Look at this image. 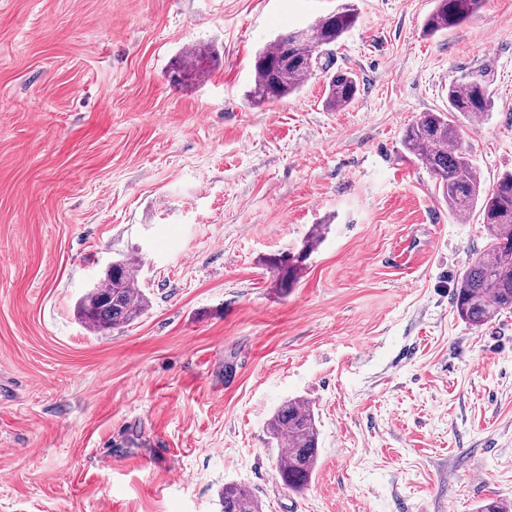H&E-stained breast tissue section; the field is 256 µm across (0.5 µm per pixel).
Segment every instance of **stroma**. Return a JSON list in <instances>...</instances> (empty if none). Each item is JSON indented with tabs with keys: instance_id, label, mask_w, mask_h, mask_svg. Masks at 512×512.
<instances>
[{
	"instance_id": "35a3bbf8",
	"label": "stroma",
	"mask_w": 512,
	"mask_h": 512,
	"mask_svg": "<svg viewBox=\"0 0 512 512\" xmlns=\"http://www.w3.org/2000/svg\"><path fill=\"white\" fill-rule=\"evenodd\" d=\"M344 0H0V512H477L512 502V313L453 305L485 246L402 146L487 67L458 122L484 190L512 171V0L423 32L434 0H351L326 70L255 103V53ZM209 76L175 86L186 48ZM359 82L323 105L330 75ZM323 239L283 287L273 258ZM139 250L148 312L90 333L79 299ZM310 402L307 489L267 422ZM111 453L101 464L102 453ZM359 86L350 72L338 73L328 81L324 105L329 110H338L350 105L357 97ZM220 503L222 512H263L262 504L253 491L241 484H225Z\"/></svg>"
}]
</instances>
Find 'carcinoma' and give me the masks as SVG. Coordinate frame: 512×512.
Wrapping results in <instances>:
<instances>
[{"label":"carcinoma","mask_w":512,"mask_h":512,"mask_svg":"<svg viewBox=\"0 0 512 512\" xmlns=\"http://www.w3.org/2000/svg\"><path fill=\"white\" fill-rule=\"evenodd\" d=\"M434 10L424 29L430 35L456 28L477 14L484 0H434ZM354 5L346 3L315 21L309 32H290L258 50L253 61L251 97L259 104H273L293 93L313 72L326 66L323 47L336 43L356 22ZM209 51L203 47L183 54L174 67L177 84L188 86L208 72ZM359 86L350 72L338 73L328 81L324 105L338 110L357 97ZM494 106L488 72L470 69L448 86V111H429L409 124L402 145L435 177L441 197L452 214L478 211L487 226L486 248L471 257L457 281L453 303L458 317L479 327L499 315L512 312V173H505L491 192L483 190L480 173L460 141L453 121L460 115L469 121L483 120ZM317 228L298 256H280L272 267L291 285L302 269L301 262L321 238ZM141 271L139 257L126 254L112 262V271L91 289L78 305V316L93 333L130 324L149 309L147 294L137 287ZM267 429L277 443L286 445L277 474L290 491L301 492L310 483L319 454V429L312 407L303 399L283 402L270 417ZM222 512H263L251 489L226 484L220 494Z\"/></svg>","instance_id":"obj_1"}]
</instances>
